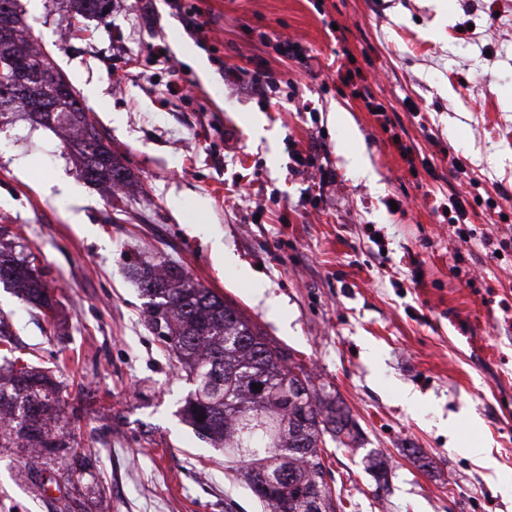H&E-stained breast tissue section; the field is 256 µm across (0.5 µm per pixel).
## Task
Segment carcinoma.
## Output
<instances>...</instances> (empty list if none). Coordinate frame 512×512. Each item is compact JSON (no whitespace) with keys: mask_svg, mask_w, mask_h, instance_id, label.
I'll return each mask as SVG.
<instances>
[{"mask_svg":"<svg viewBox=\"0 0 512 512\" xmlns=\"http://www.w3.org/2000/svg\"><path fill=\"white\" fill-rule=\"evenodd\" d=\"M0 0V66L13 74L0 112L23 111L62 134L88 183L125 186L127 173L112 146L66 87L63 73L37 49L17 8ZM80 13L106 17L108 0H76ZM59 90L52 109L41 108L50 87ZM132 274L149 297L145 324L173 355L194 387L183 406L195 434L224 448V459L269 512H337L321 452L324 435L345 444L352 419L336 399L321 396L292 354L268 339L227 299L202 286L182 266L134 260ZM0 283L16 288L45 322L58 325L57 299L30 255L0 241ZM0 448H22L30 463L25 479L39 493L43 477L57 476L56 512H86L62 485L93 477L81 445L77 417L62 408L57 381L64 360L52 354L39 365L15 355L12 333L0 319ZM260 385L255 390L252 385Z\"/></svg>","mask_w":512,"mask_h":512,"instance_id":"obj_1","label":"carcinoma"}]
</instances>
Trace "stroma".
Masks as SVG:
<instances>
[{
    "label": "stroma",
    "mask_w": 512,
    "mask_h": 512,
    "mask_svg": "<svg viewBox=\"0 0 512 512\" xmlns=\"http://www.w3.org/2000/svg\"><path fill=\"white\" fill-rule=\"evenodd\" d=\"M19 7L129 174L89 184L58 135L0 115V228L62 325L46 335L1 286L0 317L22 352L69 360L106 487L76 483L88 512H264L183 419L192 387L144 326L138 254L236 302L348 409L355 441L324 456L343 512H512V0H204L201 40L169 0H111L103 21ZM452 195L500 259L459 241ZM26 462L0 452V512H50Z\"/></svg>",
    "instance_id": "stroma-1"
}]
</instances>
